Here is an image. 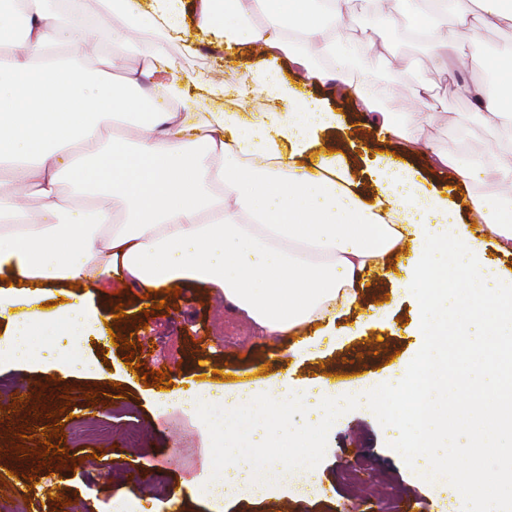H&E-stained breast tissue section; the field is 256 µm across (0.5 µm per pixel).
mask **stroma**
Instances as JSON below:
<instances>
[{
    "instance_id": "stroma-1",
    "label": "stroma",
    "mask_w": 512,
    "mask_h": 512,
    "mask_svg": "<svg viewBox=\"0 0 512 512\" xmlns=\"http://www.w3.org/2000/svg\"><path fill=\"white\" fill-rule=\"evenodd\" d=\"M174 12L189 33L187 44L172 47V55L188 70L212 83L232 82L245 74L260 56L259 48L231 53L224 37L204 26L199 0H173ZM397 54L410 57V71L387 70L405 88L422 84L434 87L437 123L431 139L445 149L471 153L488 150L495 136L486 125L463 121L473 104L453 92L459 74L438 70L423 46L396 42ZM313 96L323 99L341 118L340 128L321 138L325 150L340 148L355 175L357 189L366 197L376 188L364 174V160L375 150L403 156L428 185L459 199L463 190L452 175L433 168L424 150L398 140L382 142L365 131L366 112L354 99L342 98L329 85H312ZM357 309L341 316L342 326H356L342 341L324 340L307 358L295 362L288 354L294 337L277 340L260 335L245 318L229 312L222 296L184 282L178 293L159 291L142 298L140 291L116 279L94 288L93 304L110 328L109 334L84 337L83 356L88 373L63 375L45 366L0 363V389L25 403L24 412H0V473L9 484L0 487L7 503L26 502L28 512H61L59 499L71 500L77 512H108L112 501L130 497L125 466L159 472L164 486L174 489L189 480L203 479L217 451L209 428L201 420L177 410L172 390L146 386L144 373L162 370L169 380H205L224 387L243 386L278 373H288L308 384L327 378L340 384L385 375L395 361H412L425 345L417 299L398 291L394 278L382 273L366 277L359 290ZM165 303L153 314L157 303ZM123 319H116V309ZM132 338L134 360L141 370L131 373L123 338ZM96 418L111 427L115 436L127 428H142L144 447L114 451L111 442L89 434L74 441L61 434V459L40 464V450L49 421ZM23 452H16V444ZM315 463L321 485L318 496L302 499L295 491L279 490L269 497H241L226 502L223 512H452L449 497L422 474L411 469L391 447L387 433L368 410L353 407L339 415L320 438ZM114 460L113 469L87 465V455Z\"/></svg>"
}]
</instances>
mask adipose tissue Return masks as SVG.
Masks as SVG:
<instances>
[{"label":"adipose tissue","instance_id":"adipose-tissue-1","mask_svg":"<svg viewBox=\"0 0 512 512\" xmlns=\"http://www.w3.org/2000/svg\"><path fill=\"white\" fill-rule=\"evenodd\" d=\"M351 1L201 0L204 23L223 28L226 47L263 51L242 79L208 89L168 51L187 33L166 0H95V20L109 26L118 50L94 68L93 30L66 20L57 0H12L0 9V46L9 48L0 60V162L10 166L0 178V272L26 285L79 288L47 319L36 297L22 298L27 313L0 341V361L83 367V336L104 327L84 291L114 275L143 290L190 281L221 293L271 339L305 327L332 336L337 317L357 306L360 280L407 251L398 283L419 298L426 337L416 362L348 390L329 380L301 386L285 374L232 393L179 389L187 409L202 403L219 412L224 469L210 495L218 507L310 484L319 434L352 405L377 414L395 448L430 480L447 470L457 437L501 453V433L512 432V393L494 365L485 364L476 385L484 413L464 412L468 399L451 396L456 378L448 372L454 327L484 333L475 356L512 339V280L483 262L460 205L426 189L404 160L389 157L373 169L370 200L343 158L317 148L339 117L300 94L316 81L372 111L369 129L380 140L424 143L436 119L430 88L404 98L399 82L376 76L381 47L356 52ZM355 1L376 15L398 8L441 69L454 48L449 20L466 26L476 15L484 26L512 30V0ZM19 14L26 32L16 42ZM131 47L143 66L126 72L121 51ZM279 57L295 84L269 71L268 60ZM458 62L496 74L494 90L466 82L457 90L477 106L469 122L498 136L485 154L428 144L432 161L468 186L464 205L512 250V45L463 53ZM203 94L217 100L206 112L197 109ZM379 101L403 109L379 112ZM133 115L143 125L131 142L117 128ZM67 182L110 202L75 205L62 192ZM30 191L42 214L26 205ZM55 329L66 341L45 351L40 339ZM462 469L449 488L456 512H512V468L491 477L474 456Z\"/></svg>","mask_w":512,"mask_h":512}]
</instances>
